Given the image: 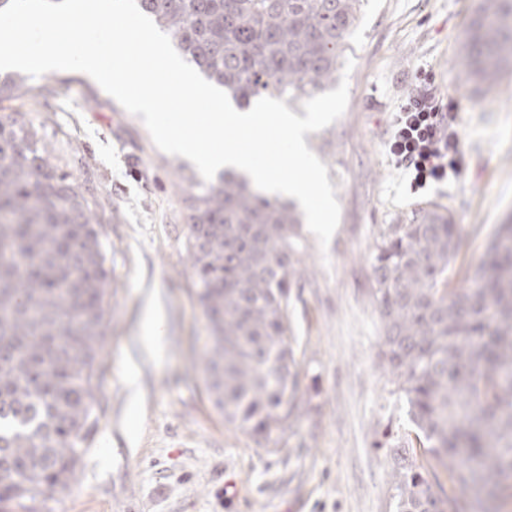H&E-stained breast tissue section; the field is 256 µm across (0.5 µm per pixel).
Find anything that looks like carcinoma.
<instances>
[{
	"label": "carcinoma",
	"mask_w": 512,
	"mask_h": 512,
	"mask_svg": "<svg viewBox=\"0 0 512 512\" xmlns=\"http://www.w3.org/2000/svg\"><path fill=\"white\" fill-rule=\"evenodd\" d=\"M368 0H137L238 108L291 106L336 84ZM453 67L481 98L512 68V0H484ZM26 94L0 78V101ZM37 132L0 117V512H32L74 477L95 429L107 256L93 201L46 169ZM198 298L224 344L201 365L215 408L269 442L298 406L288 290L301 217L226 171L192 195ZM458 225L438 206L388 224L376 249L381 351L413 428L397 450L398 512H503L512 501V224L456 271ZM464 274L468 286L451 287ZM453 493L443 495L436 468Z\"/></svg>",
	"instance_id": "obj_1"
}]
</instances>
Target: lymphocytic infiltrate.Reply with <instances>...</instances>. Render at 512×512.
<instances>
[{
	"label": "lymphocytic infiltrate",
	"instance_id": "f902f5d3",
	"mask_svg": "<svg viewBox=\"0 0 512 512\" xmlns=\"http://www.w3.org/2000/svg\"><path fill=\"white\" fill-rule=\"evenodd\" d=\"M386 149L411 193L455 178L463 167L459 116L443 102L430 74H419L389 120Z\"/></svg>",
	"mask_w": 512,
	"mask_h": 512
}]
</instances>
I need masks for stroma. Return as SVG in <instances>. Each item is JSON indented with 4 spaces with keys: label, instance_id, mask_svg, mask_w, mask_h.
<instances>
[{
    "label": "stroma",
    "instance_id": "stroma-1",
    "mask_svg": "<svg viewBox=\"0 0 512 512\" xmlns=\"http://www.w3.org/2000/svg\"><path fill=\"white\" fill-rule=\"evenodd\" d=\"M481 3L368 0L349 39L347 109L305 136L340 221L324 249L299 228L288 303L299 412L270 443L226 421L205 389L206 321L188 252L195 166L159 150L141 119L78 72L27 79L24 97L0 103V116L37 131L50 171L89 188L111 270L98 424L68 488L37 512H397L392 455L408 414L380 357V234L437 205L459 226L458 261L475 265L512 214V76L477 101L452 66ZM420 72L460 114L464 165L452 184L415 197L385 142ZM150 307L162 323L156 353L142 342Z\"/></svg>",
    "mask_w": 512,
    "mask_h": 512
}]
</instances>
